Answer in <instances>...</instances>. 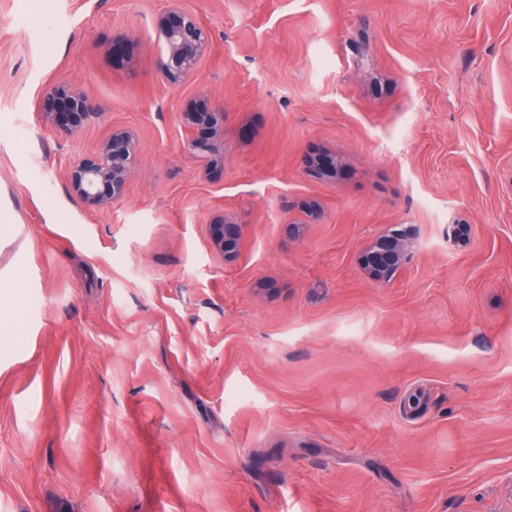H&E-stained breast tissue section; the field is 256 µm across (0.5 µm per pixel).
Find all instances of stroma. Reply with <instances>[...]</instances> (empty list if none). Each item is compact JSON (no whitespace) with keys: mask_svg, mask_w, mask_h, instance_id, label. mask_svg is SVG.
Returning a JSON list of instances; mask_svg holds the SVG:
<instances>
[{"mask_svg":"<svg viewBox=\"0 0 512 512\" xmlns=\"http://www.w3.org/2000/svg\"><path fill=\"white\" fill-rule=\"evenodd\" d=\"M166 6L0 0V512H512V0H183L211 50L177 87ZM217 102L206 173L176 114ZM116 127L138 165L93 211L67 167ZM39 98L43 121L70 136L78 134L95 113L85 95L69 84H47L42 87ZM212 246L224 256L226 262L235 260L241 250L247 229L244 224H237L232 218L224 215L215 217L209 224ZM418 247L409 231L383 233L365 249L362 268L375 282H390L410 262Z\"/></svg>","mask_w":512,"mask_h":512,"instance_id":"1","label":"stroma"}]
</instances>
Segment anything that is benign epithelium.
<instances>
[{
	"label": "benign epithelium",
	"instance_id": "obj_1",
	"mask_svg": "<svg viewBox=\"0 0 512 512\" xmlns=\"http://www.w3.org/2000/svg\"><path fill=\"white\" fill-rule=\"evenodd\" d=\"M157 27L164 52L157 62V78L163 84L178 86L193 77L210 49L211 39L197 14L183 8L181 0H168L159 16ZM43 121L67 135L78 134L94 114L85 95L76 87L51 83L40 91ZM179 123L203 134L187 141V149L203 161L204 169L224 161V142L219 134L224 128V105L206 112L184 109L177 113ZM137 162L134 134L125 128H114L95 149L73 160L68 168L71 192L90 209L101 210L121 198ZM212 246L235 260L246 237V225L222 214L209 225ZM471 226L459 221L448 224V242L463 246L470 238ZM418 247L417 238L409 231L383 233L365 249L362 268L375 282H390L410 262Z\"/></svg>",
	"mask_w": 512,
	"mask_h": 512
}]
</instances>
